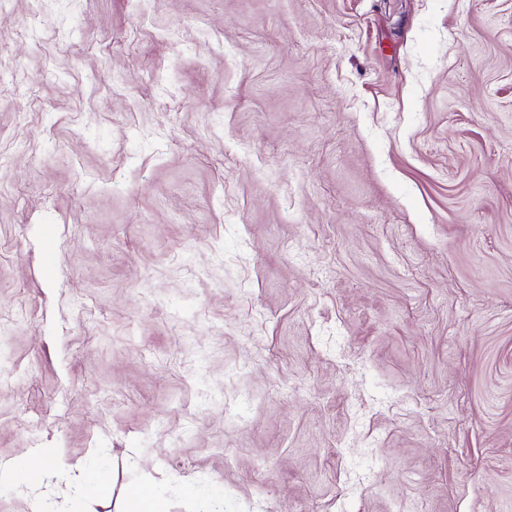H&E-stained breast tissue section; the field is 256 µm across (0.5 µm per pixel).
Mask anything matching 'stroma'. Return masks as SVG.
I'll return each instance as SVG.
<instances>
[{"label":"stroma","instance_id":"obj_1","mask_svg":"<svg viewBox=\"0 0 512 512\" xmlns=\"http://www.w3.org/2000/svg\"><path fill=\"white\" fill-rule=\"evenodd\" d=\"M0 512H512V0H5ZM48 460V455L44 452L40 454L34 465L27 467L14 466L0 470V487L16 485L20 481H29L41 473ZM127 500V512H164L162 498L150 482L131 488Z\"/></svg>","mask_w":512,"mask_h":512}]
</instances>
